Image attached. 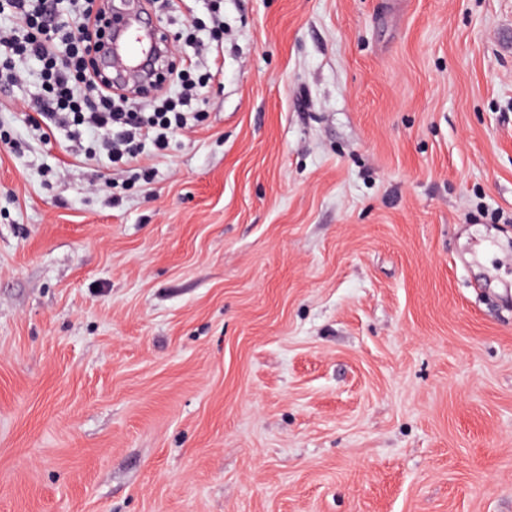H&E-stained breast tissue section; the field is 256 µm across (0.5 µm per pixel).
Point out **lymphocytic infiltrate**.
Here are the masks:
<instances>
[{"label": "lymphocytic infiltrate", "mask_w": 512, "mask_h": 512, "mask_svg": "<svg viewBox=\"0 0 512 512\" xmlns=\"http://www.w3.org/2000/svg\"><path fill=\"white\" fill-rule=\"evenodd\" d=\"M105 6V0H0V14L11 20L0 31V85L11 84L24 63L40 62L45 95L33 107L34 128L68 125L103 132L85 160L102 152L113 166L130 168L139 164L146 141L161 142L194 126L198 115L187 105L199 100L214 74L174 68L169 81L179 87L178 97L161 93L134 111L131 99L113 91L95 65L109 32Z\"/></svg>", "instance_id": "lymphocytic-infiltrate-1"}]
</instances>
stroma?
Returning a JSON list of instances; mask_svg holds the SVG:
<instances>
[{"label": "stroma", "mask_w": 512, "mask_h": 512, "mask_svg": "<svg viewBox=\"0 0 512 512\" xmlns=\"http://www.w3.org/2000/svg\"><path fill=\"white\" fill-rule=\"evenodd\" d=\"M221 11L150 178L0 90V512H512V0Z\"/></svg>", "instance_id": "1"}]
</instances>
